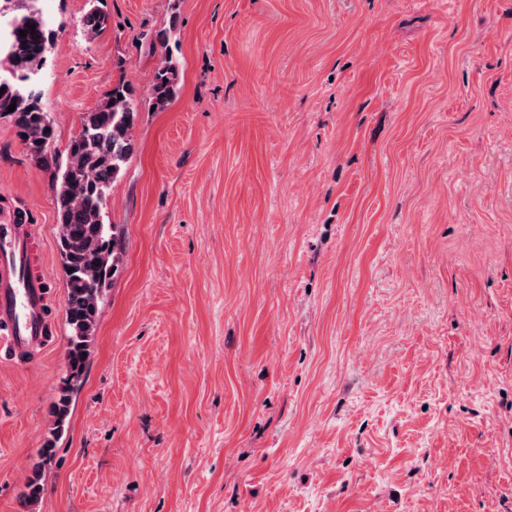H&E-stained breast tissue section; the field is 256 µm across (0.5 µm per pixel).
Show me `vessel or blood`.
Returning <instances> with one entry per match:
<instances>
[{"mask_svg":"<svg viewBox=\"0 0 512 512\" xmlns=\"http://www.w3.org/2000/svg\"><path fill=\"white\" fill-rule=\"evenodd\" d=\"M35 228L0 222V352L21 356L43 348L49 328L43 276L31 268Z\"/></svg>","mask_w":512,"mask_h":512,"instance_id":"vessel-or-blood-1","label":"vessel or blood"}]
</instances>
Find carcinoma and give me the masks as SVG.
Here are the masks:
<instances>
[{"label": "carcinoma", "instance_id": "cac0c4a2", "mask_svg": "<svg viewBox=\"0 0 512 512\" xmlns=\"http://www.w3.org/2000/svg\"><path fill=\"white\" fill-rule=\"evenodd\" d=\"M93 5L83 16L82 25L89 38L102 34L108 15ZM38 0H14L12 26L0 54L9 52L14 75L0 80V120L15 128L28 155L40 166L57 165V154L48 147L52 120L41 103L40 91L24 82L42 71L52 45L51 30L39 8ZM35 30H30V25ZM25 36H20L19 31ZM180 69L169 54L160 59L154 74L150 105L162 111L179 91ZM14 111H8L11 104ZM140 112L135 91L120 80L112 85L80 117L78 132L67 148L66 163L60 173L55 206L58 220L57 248L65 273V317L70 328L66 337V376L51 405L53 417L49 437L40 448L39 461L25 484L24 503L35 506L44 487L42 468L56 453V443L69 422L74 394L85 374L90 346L100 318V303L110 287L123 257L126 241L117 227L104 223V210L112 184L122 175L134 152L133 128Z\"/></svg>", "mask_w": 512, "mask_h": 512}]
</instances>
